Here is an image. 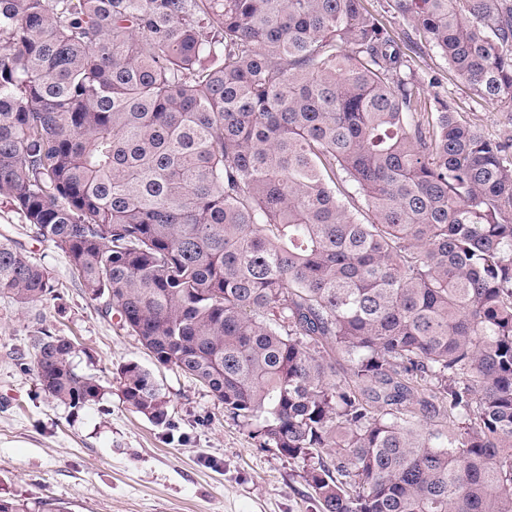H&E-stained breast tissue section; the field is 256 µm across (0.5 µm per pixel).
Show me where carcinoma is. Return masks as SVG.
Here are the masks:
<instances>
[{"instance_id":"obj_1","label":"carcinoma","mask_w":512,"mask_h":512,"mask_svg":"<svg viewBox=\"0 0 512 512\" xmlns=\"http://www.w3.org/2000/svg\"><path fill=\"white\" fill-rule=\"evenodd\" d=\"M365 0H0V197L319 512H512V143ZM512 105V0H386ZM0 238V294L53 295ZM41 389L102 387L34 337ZM169 424L152 373L119 368ZM0 512H61L0 499ZM414 56L416 69L425 79L422 97H432L435 92L448 95V102L461 115L481 130L485 135L499 140L512 141V112L501 103L477 99L462 81L434 50L423 48ZM439 78L438 86L428 84L429 77ZM509 111V112H508Z\"/></svg>"}]
</instances>
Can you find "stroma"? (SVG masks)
<instances>
[{"label":"stroma","mask_w":512,"mask_h":512,"mask_svg":"<svg viewBox=\"0 0 512 512\" xmlns=\"http://www.w3.org/2000/svg\"><path fill=\"white\" fill-rule=\"evenodd\" d=\"M415 65L425 97L447 95L485 135L512 141V112L477 99L434 50ZM438 77V86L428 85ZM51 273L55 294L23 307L0 295V498L52 499L65 512H318L302 461L260 447L195 380L159 366L136 337L91 299L66 258L38 241L0 197V234ZM45 329L77 345L74 365L104 389L79 410L52 401L33 371L31 338ZM150 370L169 424L132 412L118 369Z\"/></svg>","instance_id":"obj_1"}]
</instances>
